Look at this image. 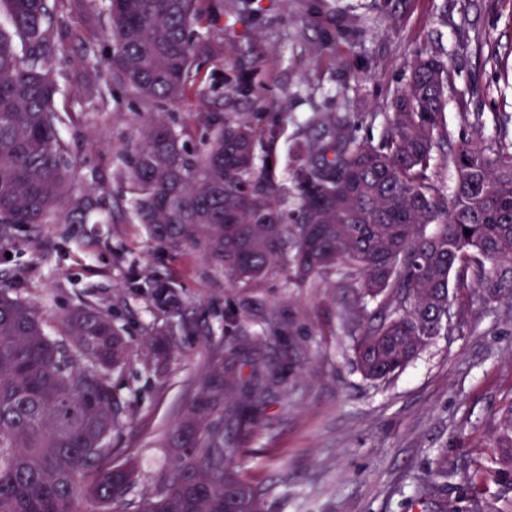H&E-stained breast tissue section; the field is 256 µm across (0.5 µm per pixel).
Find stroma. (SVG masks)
Segmentation results:
<instances>
[{
	"mask_svg": "<svg viewBox=\"0 0 512 512\" xmlns=\"http://www.w3.org/2000/svg\"><path fill=\"white\" fill-rule=\"evenodd\" d=\"M194 36L209 47L194 87L151 107L118 86L106 100L92 97L105 78L84 67L79 41L69 43L54 72L57 107L75 121L61 134L78 186L103 187L120 207L108 223L21 228L0 249V286L37 307L50 336L84 302L109 310L124 329L131 357L112 375L123 419L112 446L115 461L138 465L135 494L173 468L165 438L198 391L208 350L260 336L265 358L284 372L239 433L236 468L267 489L275 512H467L471 489L462 473L496 455L488 437L512 406L506 301L483 304L473 289H458L461 323L398 375L370 380L350 351L354 285L333 274L297 283L281 266L248 287L195 250L170 253L137 222L133 193L114 172L150 112L202 152L209 113L223 111L226 91L253 68L264 95L238 96L237 109L275 124V172L286 176L313 113L335 111L340 99L353 112L384 111L405 63L431 42L454 71L449 131L463 130L455 97L465 93L469 111L483 113L486 135H496L494 113H512V0H224L223 13L205 15ZM155 274L177 288L178 313L141 290ZM157 339L168 346L160 368L151 348ZM439 456L448 462L447 491L416 504L414 487Z\"/></svg>",
	"mask_w": 512,
	"mask_h": 512,
	"instance_id": "obj_1",
	"label": "stroma"
}]
</instances>
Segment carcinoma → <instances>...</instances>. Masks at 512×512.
<instances>
[{"instance_id":"1","label":"carcinoma","mask_w":512,"mask_h":512,"mask_svg":"<svg viewBox=\"0 0 512 512\" xmlns=\"http://www.w3.org/2000/svg\"><path fill=\"white\" fill-rule=\"evenodd\" d=\"M202 0H108L100 52L83 57L145 104L177 101L198 75L194 38ZM0 28V248L21 226L84 223L112 215L96 190L74 191L76 162L56 107V62L66 53V0H3ZM394 90L379 137H362L377 115L323 112V132L297 143L293 191L268 167L274 125L255 113L208 116L207 147L191 153L165 118L149 114L118 179L134 191L138 223L172 252L196 249L234 281L257 285L284 264L300 282L334 273L358 284L353 351L372 380L401 372L448 331L451 287L475 288L483 303L512 301V139L484 138L481 112H461L470 133L448 153L452 185L435 177L448 144L453 87L441 50L418 53ZM267 164L257 165L259 153ZM470 234H465L464 230ZM263 338L208 350L195 397L167 436L173 471L139 499L130 461L113 465L120 426L112 372L128 360L123 330L87 304L53 339L33 305L0 288V512H272L268 493L234 468L239 449L224 429L248 421L270 397L278 371L260 359ZM497 456L464 470L470 512H488L487 481L512 489V407L491 438ZM448 486L440 460L417 499Z\"/></svg>"}]
</instances>
